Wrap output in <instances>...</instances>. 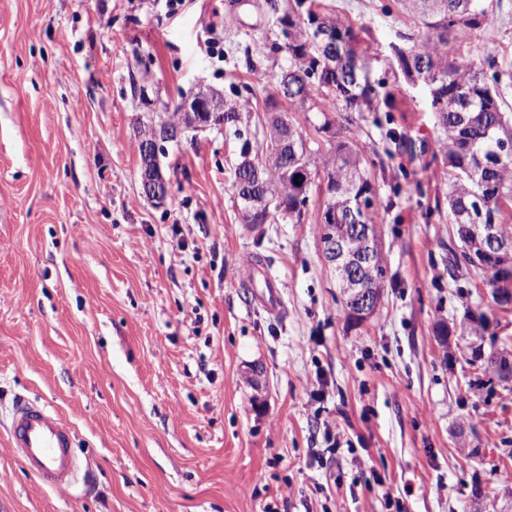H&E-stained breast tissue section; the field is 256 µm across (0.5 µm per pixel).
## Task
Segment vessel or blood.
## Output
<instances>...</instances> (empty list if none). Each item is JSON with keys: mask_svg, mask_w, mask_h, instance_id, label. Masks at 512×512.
Returning <instances> with one entry per match:
<instances>
[{"mask_svg": "<svg viewBox=\"0 0 512 512\" xmlns=\"http://www.w3.org/2000/svg\"><path fill=\"white\" fill-rule=\"evenodd\" d=\"M249 271L264 277L263 308L273 314L279 313L282 301L276 281L266 277L262 263L252 262ZM8 436L11 448H14L28 472L59 491L71 486L77 468L73 436L59 414L24 400L19 401Z\"/></svg>", "mask_w": 512, "mask_h": 512, "instance_id": "obj_1", "label": "vessel or blood"}]
</instances>
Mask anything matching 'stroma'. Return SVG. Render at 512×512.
Segmentation results:
<instances>
[{
	"label": "stroma",
	"instance_id": "obj_1",
	"mask_svg": "<svg viewBox=\"0 0 512 512\" xmlns=\"http://www.w3.org/2000/svg\"><path fill=\"white\" fill-rule=\"evenodd\" d=\"M322 2L394 94L348 115L385 207L381 304L359 325L322 257L318 188L302 222L241 219V145H262L267 103L289 109L264 0L175 16L165 0H0V512H512V384L473 360L512 350V306L448 263L440 128L389 50L414 25L396 0ZM475 49L512 108V0ZM202 91L237 98L243 123L165 144L155 205L136 133ZM470 312L489 334L441 344L436 322ZM21 398L70 425L69 491L10 448ZM250 274H260L264 278V294L260 300L263 308L272 313L278 314L282 309V301L280 291L277 286V281L270 278L266 271L264 264L254 261L249 266Z\"/></svg>",
	"mask_w": 512,
	"mask_h": 512
}]
</instances>
